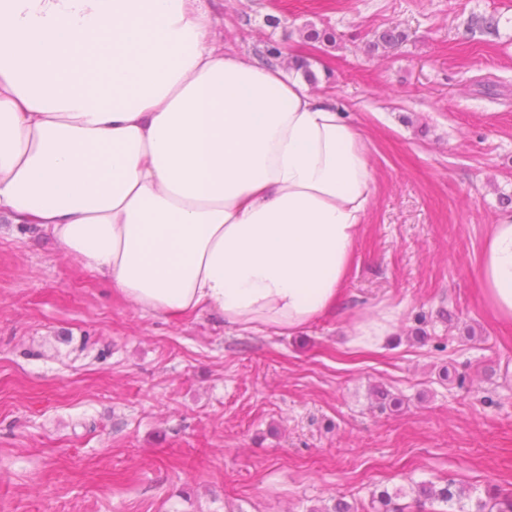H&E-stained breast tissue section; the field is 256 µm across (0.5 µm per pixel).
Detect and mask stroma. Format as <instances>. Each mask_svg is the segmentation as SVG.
Here are the masks:
<instances>
[{
	"label": "stroma",
	"instance_id": "stroma-1",
	"mask_svg": "<svg viewBox=\"0 0 512 512\" xmlns=\"http://www.w3.org/2000/svg\"><path fill=\"white\" fill-rule=\"evenodd\" d=\"M209 8L225 53L312 59L363 134L373 195L341 304L289 335L169 320L0 223V512H367L450 478L473 512L512 492V323L479 284L512 216V0ZM388 30L403 42L379 47ZM382 307L393 336L348 348Z\"/></svg>",
	"mask_w": 512,
	"mask_h": 512
}]
</instances>
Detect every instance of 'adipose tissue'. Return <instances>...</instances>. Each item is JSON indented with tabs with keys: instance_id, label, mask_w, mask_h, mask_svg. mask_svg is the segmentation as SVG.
<instances>
[{
	"instance_id": "1",
	"label": "adipose tissue",
	"mask_w": 512,
	"mask_h": 512,
	"mask_svg": "<svg viewBox=\"0 0 512 512\" xmlns=\"http://www.w3.org/2000/svg\"><path fill=\"white\" fill-rule=\"evenodd\" d=\"M214 24L204 0H0V221L145 313L291 334L339 306L374 174L343 112ZM480 275L512 322V217ZM396 325L380 309L349 343Z\"/></svg>"
}]
</instances>
